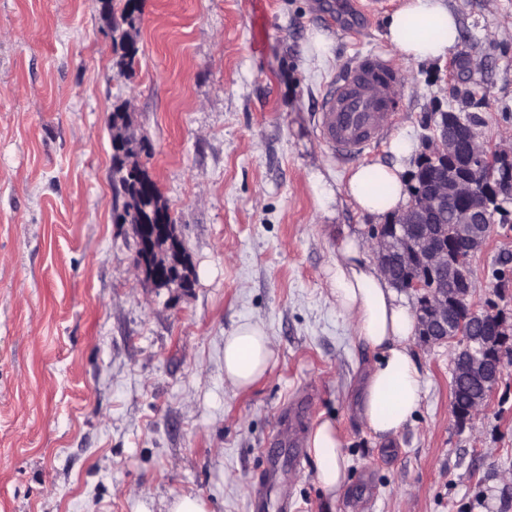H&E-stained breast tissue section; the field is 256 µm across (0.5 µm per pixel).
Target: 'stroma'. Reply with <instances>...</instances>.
Segmentation results:
<instances>
[{"label":"stroma","instance_id":"stroma-1","mask_svg":"<svg viewBox=\"0 0 512 512\" xmlns=\"http://www.w3.org/2000/svg\"><path fill=\"white\" fill-rule=\"evenodd\" d=\"M138 49L120 73L102 0H0V512H250L281 455L267 512H512V364L488 409L452 411L450 348L411 337L423 380L412 423L376 438L357 410L373 361L336 309L326 270L344 236L380 218L339 198L318 210L312 179L344 187L315 126L321 94L357 52L397 51L356 0H137ZM461 38L447 58L402 65L390 138L421 151L440 112L512 147V0H448ZM470 68L449 71L448 63ZM124 106L192 271L157 288L133 268L136 239L113 215L109 116ZM478 305L512 323V228L472 259ZM264 325L276 351L245 390L224 382V338ZM332 421L347 482H316L301 443Z\"/></svg>","mask_w":512,"mask_h":512}]
</instances>
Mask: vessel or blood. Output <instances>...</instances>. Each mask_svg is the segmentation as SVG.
Masks as SVG:
<instances>
[{"label":"vessel or blood","instance_id":"1","mask_svg":"<svg viewBox=\"0 0 512 512\" xmlns=\"http://www.w3.org/2000/svg\"><path fill=\"white\" fill-rule=\"evenodd\" d=\"M402 86L401 71L383 54L368 52L348 62L315 114L331 152L351 160L380 144L393 125Z\"/></svg>","mask_w":512,"mask_h":512}]
</instances>
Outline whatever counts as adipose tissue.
Masks as SVG:
<instances>
[{
  "label": "adipose tissue",
  "mask_w": 512,
  "mask_h": 512,
  "mask_svg": "<svg viewBox=\"0 0 512 512\" xmlns=\"http://www.w3.org/2000/svg\"><path fill=\"white\" fill-rule=\"evenodd\" d=\"M384 36L402 62H426L445 57L460 37V22L446 0H405L389 15ZM345 195L354 208L385 216L408 202L403 166L367 164L351 174ZM336 307L353 326L354 335L376 358L366 369L360 413L371 433L390 438L418 412L423 385L410 350L415 331L411 305L363 256L356 236L343 239L329 270ZM275 359L270 336L258 322L239 324L224 338V381L235 389L252 385ZM318 464L317 482L335 495L347 478L342 441L331 421L322 422L309 441Z\"/></svg>",
  "instance_id": "obj_1"
}]
</instances>
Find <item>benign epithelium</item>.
I'll use <instances>...</instances> for the list:
<instances>
[{"label":"benign epithelium","mask_w":512,"mask_h":512,"mask_svg":"<svg viewBox=\"0 0 512 512\" xmlns=\"http://www.w3.org/2000/svg\"><path fill=\"white\" fill-rule=\"evenodd\" d=\"M430 171L424 192L372 230L370 244L385 273L415 267L419 276L404 282L417 299L416 335L424 343L453 347V372L479 387L465 421L485 410L503 373L504 358L487 355L489 337L503 340L512 326L497 314L470 304L474 282L471 257L486 242L497 212L511 219L512 149L479 137L476 125L456 112L439 113L433 134L416 160V173ZM452 226L453 247L442 243L441 224ZM141 254L135 268L158 288H188V270L156 246L158 229L135 224Z\"/></svg>","instance_id":"7a95c632"}]
</instances>
